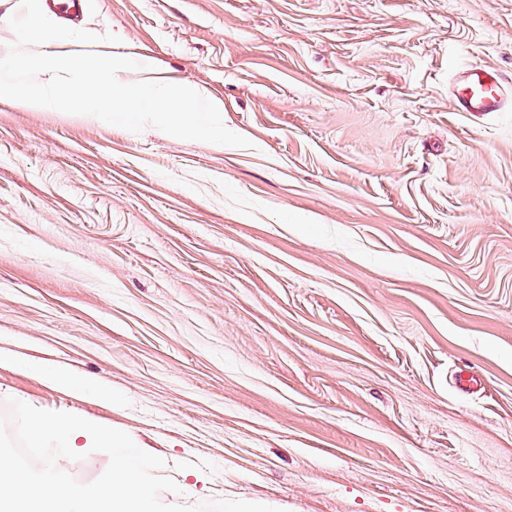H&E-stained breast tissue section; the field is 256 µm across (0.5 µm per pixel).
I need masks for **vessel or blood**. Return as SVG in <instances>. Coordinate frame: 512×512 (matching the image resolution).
I'll list each match as a JSON object with an SVG mask.
<instances>
[{
  "label": "vessel or blood",
  "mask_w": 512,
  "mask_h": 512,
  "mask_svg": "<svg viewBox=\"0 0 512 512\" xmlns=\"http://www.w3.org/2000/svg\"><path fill=\"white\" fill-rule=\"evenodd\" d=\"M452 75L456 111L489 115L505 109L506 79L499 72L481 65H468L454 69Z\"/></svg>",
  "instance_id": "b4317fda"
}]
</instances>
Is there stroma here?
Returning a JSON list of instances; mask_svg holds the SVG:
<instances>
[{
	"instance_id": "stroma-1",
	"label": "stroma",
	"mask_w": 512,
	"mask_h": 512,
	"mask_svg": "<svg viewBox=\"0 0 512 512\" xmlns=\"http://www.w3.org/2000/svg\"><path fill=\"white\" fill-rule=\"evenodd\" d=\"M78 26L251 145L0 103V419L126 432L165 504L512 512V110L448 94L455 64L512 79V0H91ZM41 377L47 385L75 396L82 397L88 393H94L102 400L111 401L112 399L109 392L100 384L90 386L68 372L48 371L41 373Z\"/></svg>"
}]
</instances>
